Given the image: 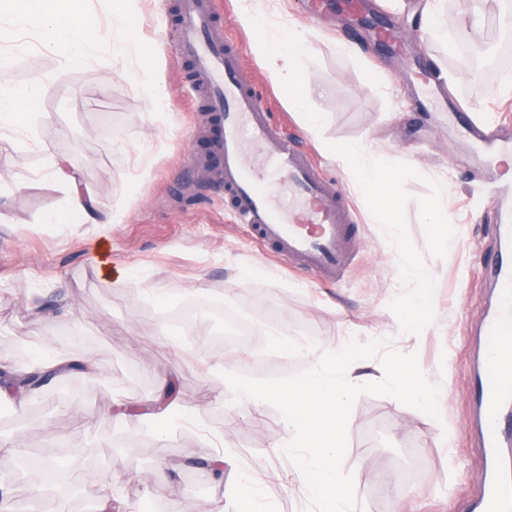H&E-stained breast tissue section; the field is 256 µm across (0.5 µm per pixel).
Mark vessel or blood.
<instances>
[{
    "instance_id": "1",
    "label": "vessel or blood",
    "mask_w": 512,
    "mask_h": 512,
    "mask_svg": "<svg viewBox=\"0 0 512 512\" xmlns=\"http://www.w3.org/2000/svg\"><path fill=\"white\" fill-rule=\"evenodd\" d=\"M221 27L212 0H180L173 48L193 59L206 91L203 109L218 129L215 180L225 206L287 264L323 281L338 278L348 265L352 209L300 143L258 106L239 47ZM459 119L490 156L512 152V135L466 112ZM494 210L499 245L485 261L493 303L480 325L482 354L473 382L485 469L470 512H512V206L498 203Z\"/></svg>"
}]
</instances>
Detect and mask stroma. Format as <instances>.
I'll use <instances>...</instances> for the list:
<instances>
[{
    "label": "stroma",
    "instance_id": "stroma-1",
    "mask_svg": "<svg viewBox=\"0 0 512 512\" xmlns=\"http://www.w3.org/2000/svg\"><path fill=\"white\" fill-rule=\"evenodd\" d=\"M176 0H77L95 35L124 25L135 47L71 63L42 49L21 16L0 12V59L18 87L41 81L40 109L22 127L0 128V367L30 369L49 355L86 360L89 372L52 381L39 395L0 398V433L24 452L51 435L70 438L58 459L84 449L83 496L103 479L119 491L112 512H221L225 490L206 460L218 450L258 479L259 512H310L298 469L278 446L284 418L270 404L233 408L221 371L249 373L248 349L216 351L170 337L165 309L188 298L221 300L243 316L276 315L281 336L270 376L313 367L350 337L390 340L418 355L440 385L439 418L393 401L359 396L348 428L343 469L354 479L358 512H464L479 492L484 461L467 443L474 417L469 383L480 351L478 329L491 288L475 255L492 248L495 226L482 181L493 178L458 127L456 111L512 126V63L485 67L497 49L503 0H482L481 53L451 49V34H424L426 11H455V0H364L374 26L341 17L310 19L307 0H214L224 28L239 41L246 74L262 106L281 114L289 132L355 207L351 265L340 282L316 284L288 269L251 239L225 209L224 190L205 167L216 133L207 113L189 111L200 97L191 64L175 58ZM252 11L260 28L243 26ZM301 33L300 67L325 97L315 126L289 103L295 88L270 83L253 50L257 39L279 47ZM159 59L163 102L151 104L140 79L145 51ZM452 75L446 97L422 105L416 85L428 69ZM359 150L394 168L392 221L376 210L355 170L337 151ZM64 162L76 187L58 181ZM93 198L103 223L70 206L72 193ZM446 211L453 248L436 245L428 209ZM426 292L430 320L407 331L394 307ZM198 421L181 420L163 436L149 432L146 409L163 379Z\"/></svg>",
    "mask_w": 512,
    "mask_h": 512
}]
</instances>
